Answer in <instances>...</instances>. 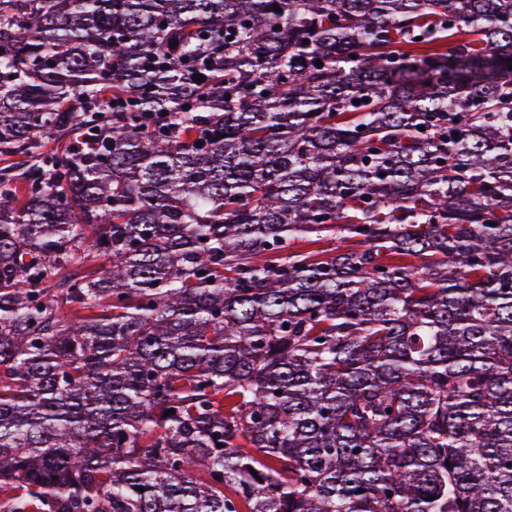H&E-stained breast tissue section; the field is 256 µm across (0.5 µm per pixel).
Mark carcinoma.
<instances>
[{"mask_svg":"<svg viewBox=\"0 0 512 512\" xmlns=\"http://www.w3.org/2000/svg\"><path fill=\"white\" fill-rule=\"evenodd\" d=\"M511 60L512 0H0V512H512Z\"/></svg>","mask_w":512,"mask_h":512,"instance_id":"obj_1","label":"carcinoma"}]
</instances>
